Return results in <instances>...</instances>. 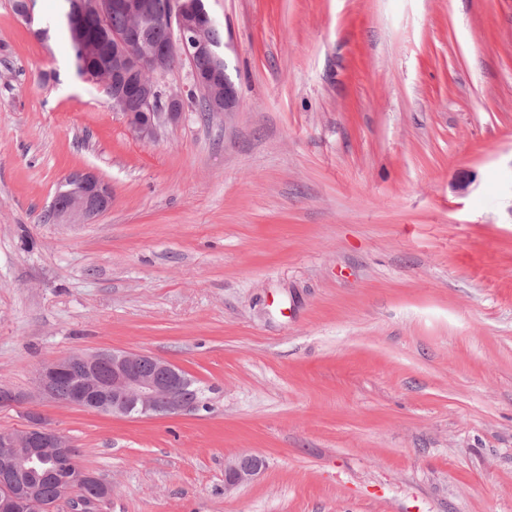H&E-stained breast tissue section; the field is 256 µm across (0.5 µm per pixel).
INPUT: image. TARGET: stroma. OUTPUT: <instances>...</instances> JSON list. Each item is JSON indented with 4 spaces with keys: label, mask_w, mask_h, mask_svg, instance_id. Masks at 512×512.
I'll return each mask as SVG.
<instances>
[{
    "label": "stroma",
    "mask_w": 512,
    "mask_h": 512,
    "mask_svg": "<svg viewBox=\"0 0 512 512\" xmlns=\"http://www.w3.org/2000/svg\"><path fill=\"white\" fill-rule=\"evenodd\" d=\"M204 3L237 109L144 143L0 0V389L112 348L200 383L37 403L101 512H512V0ZM77 170L111 206L45 221ZM148 359L153 370L141 365ZM103 364L108 371L102 375ZM62 377L72 378L67 398L57 395L56 384ZM176 364L143 352L98 350L72 353L41 366L36 376L38 398L56 404L65 403L114 418L177 417L209 408L208 398L197 383ZM187 385V386H186ZM194 398L197 395V398ZM264 466V460L253 454H241L224 469L225 483L236 486L250 481Z\"/></svg>",
    "instance_id": "35a3bbf8"
}]
</instances>
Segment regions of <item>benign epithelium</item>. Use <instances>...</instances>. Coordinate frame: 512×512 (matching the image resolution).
I'll return each instance as SVG.
<instances>
[{"instance_id": "benign-epithelium-1", "label": "benign epithelium", "mask_w": 512, "mask_h": 512, "mask_svg": "<svg viewBox=\"0 0 512 512\" xmlns=\"http://www.w3.org/2000/svg\"><path fill=\"white\" fill-rule=\"evenodd\" d=\"M121 12L131 19L128 29L112 35V73L93 71L83 78L110 92L113 110L121 113L131 134L143 143L156 139L160 122H174L184 111L185 93L165 90L161 79L181 60L209 59L203 68L192 67L193 85L206 89L216 112H232L237 104L234 86L228 81L222 57L203 33L214 21L198 0H71L74 22L89 14L100 17ZM151 23L177 29L171 41L149 52L141 49L143 25ZM69 203L53 205L57 219H85L106 211L112 203V187L91 171L67 177ZM72 378L70 394L57 395V381ZM187 373L176 364L143 352L114 348L72 353L41 366L36 376L38 398L65 403L115 418L177 417L210 407L208 398H189L185 393ZM33 421L22 431L0 432V512H45L36 487L20 477L29 464L42 460L52 450L69 462L75 449L70 439L48 426L32 412ZM264 466L253 454H241L224 469L225 483L236 486L250 481ZM79 478L87 487L85 497L72 495L71 485L59 487L57 503L68 512H95L111 495L110 483L94 472L82 469Z\"/></svg>"}]
</instances>
